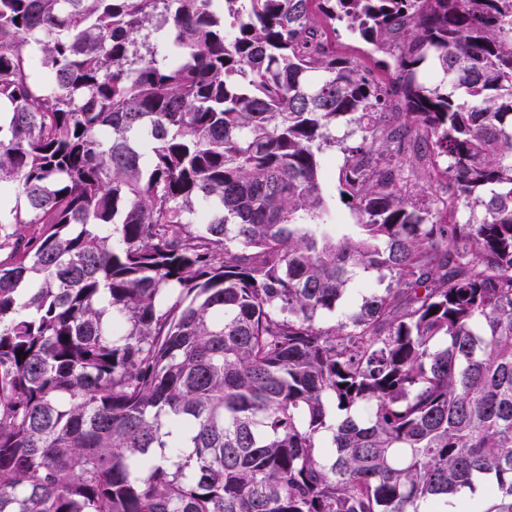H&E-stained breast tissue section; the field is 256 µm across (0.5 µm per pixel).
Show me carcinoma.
I'll return each instance as SVG.
<instances>
[{
  "label": "carcinoma",
  "instance_id": "cac0c4a2",
  "mask_svg": "<svg viewBox=\"0 0 512 512\" xmlns=\"http://www.w3.org/2000/svg\"><path fill=\"white\" fill-rule=\"evenodd\" d=\"M1 112L0 512H512V0H0ZM332 44L337 56L357 60L381 82H387V72L379 67L378 62L384 59L390 61L388 54L366 44L358 34L350 32L340 24H336V36L333 35ZM347 131H348V128L346 127V125L344 123L340 122V123L336 124V132H335L336 138L339 140L344 139L343 143L336 144L335 147L328 148L325 152V158L327 159V161L329 163L330 172L333 175V177L335 176V178H336L338 168L342 164L343 158H344V154L340 148L344 147V146H353L357 142L356 135H353L350 137L345 136ZM327 192L330 198V222L334 224H356L357 216L350 211V209L341 202L339 193L334 182H330L327 187Z\"/></svg>",
  "mask_w": 512,
  "mask_h": 512
}]
</instances>
